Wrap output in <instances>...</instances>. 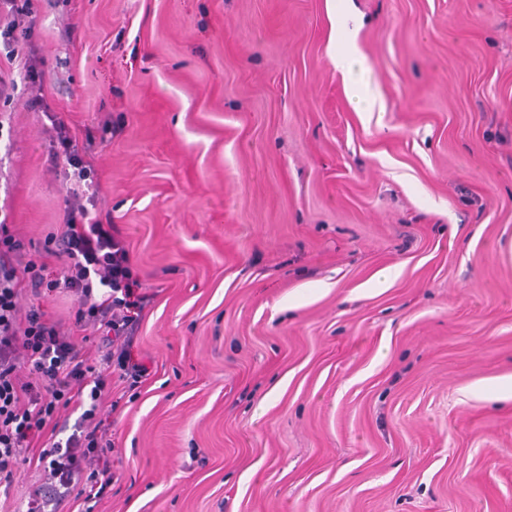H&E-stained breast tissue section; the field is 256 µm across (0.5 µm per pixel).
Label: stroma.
Here are the masks:
<instances>
[{
  "mask_svg": "<svg viewBox=\"0 0 512 512\" xmlns=\"http://www.w3.org/2000/svg\"><path fill=\"white\" fill-rule=\"evenodd\" d=\"M35 0L0 53V222L76 204L150 303L93 512H512V0ZM58 134H59V144L64 149V153L68 159V162L71 166L74 167V176L76 177L77 181V188L73 189V195L75 198L80 199L83 198L89 191H91V194L88 198H92L96 195L98 192L100 185L97 182H94L93 179H89L87 171L85 170V167L83 168L80 165V162L77 159L76 153H75V145H73L72 139L68 136V134L62 129L58 128ZM76 165V166H74ZM89 180V182H87ZM82 182H85L83 185L86 186V190L82 189Z\"/></svg>",
  "mask_w": 512,
  "mask_h": 512,
  "instance_id": "35a3bbf8",
  "label": "stroma"
}]
</instances>
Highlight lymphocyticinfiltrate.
Here are the masks:
<instances>
[{
	"label": "lymphocytic infiltrate",
	"mask_w": 512,
	"mask_h": 512,
	"mask_svg": "<svg viewBox=\"0 0 512 512\" xmlns=\"http://www.w3.org/2000/svg\"><path fill=\"white\" fill-rule=\"evenodd\" d=\"M22 288L37 300L68 292L75 304L69 323L49 318L38 304L18 315ZM148 304L128 250L87 209L71 213L36 257L0 224V486H11L26 465L42 466L46 481L30 493L27 512H59L67 500L93 512L111 486L112 425L99 412L112 400L105 389L112 371L136 384L149 376L131 352ZM89 326L104 352L76 340ZM67 410L78 419L63 439L58 416Z\"/></svg>",
	"instance_id": "lymphocytic-infiltrate-1"
}]
</instances>
